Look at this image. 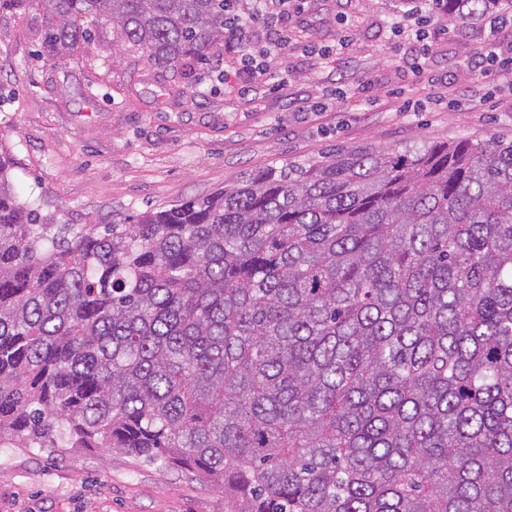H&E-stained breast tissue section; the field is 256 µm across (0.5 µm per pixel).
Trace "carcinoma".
<instances>
[{
    "mask_svg": "<svg viewBox=\"0 0 512 512\" xmlns=\"http://www.w3.org/2000/svg\"><path fill=\"white\" fill-rule=\"evenodd\" d=\"M448 22L512 0H446ZM184 75L229 0H0ZM0 155V446L117 449L227 512H512V140L342 149L70 224Z\"/></svg>",
    "mask_w": 512,
    "mask_h": 512,
    "instance_id": "cac0c4a2",
    "label": "carcinoma"
}]
</instances>
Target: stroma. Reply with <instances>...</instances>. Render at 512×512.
<instances>
[{
  "label": "stroma",
  "mask_w": 512,
  "mask_h": 512,
  "mask_svg": "<svg viewBox=\"0 0 512 512\" xmlns=\"http://www.w3.org/2000/svg\"><path fill=\"white\" fill-rule=\"evenodd\" d=\"M399 0H305L284 24L285 61L256 90L225 87L236 56L171 77L112 41L61 62L38 56L37 9L0 12V153L23 200L73 224H108L211 194L270 164L308 165L350 147L403 152L423 142L512 138V80L467 63L484 21L449 25L417 81ZM373 89L357 90L359 80ZM0 512H225L217 488L117 450L0 447Z\"/></svg>",
  "instance_id": "stroma-1"
}]
</instances>
